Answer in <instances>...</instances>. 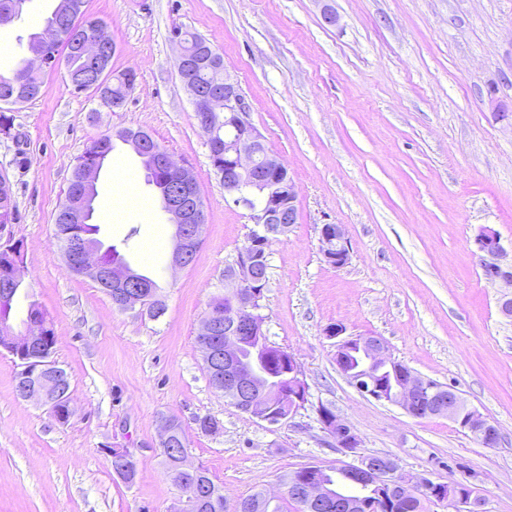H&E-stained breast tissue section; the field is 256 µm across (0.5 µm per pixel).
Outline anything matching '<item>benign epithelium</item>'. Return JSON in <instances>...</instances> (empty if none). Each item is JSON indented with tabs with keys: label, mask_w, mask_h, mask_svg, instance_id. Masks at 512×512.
Here are the masks:
<instances>
[{
	"label": "benign epithelium",
	"mask_w": 512,
	"mask_h": 512,
	"mask_svg": "<svg viewBox=\"0 0 512 512\" xmlns=\"http://www.w3.org/2000/svg\"><path fill=\"white\" fill-rule=\"evenodd\" d=\"M110 40L101 32L79 45L81 59L105 73L104 52ZM32 61L38 68L57 64L54 53L48 50L45 39L38 34L30 43ZM191 62L180 52L179 75L191 94L197 112L224 117V149L211 153L213 167L224 174V192L237 204L254 211L256 229L249 244L235 265L224 272V296L210 305L198 337V348L207 365L224 366V376L214 379V387L232 396L239 410L269 424L289 419L305 403L308 386L298 361L293 355L284 358L286 375L271 381L263 365L270 360L265 355L271 344L263 333L264 316L261 301L268 282L261 265L268 262L273 237L285 234L296 223V192L288 169L265 145V140L248 118L250 107L238 84L224 75V92H205L192 84L185 73ZM126 144L144 163L171 173L173 190L164 198L162 209L174 228V246L169 267L183 268L195 257L202 242L204 205L195 178L190 171L173 160L170 154L145 148L141 134L125 135ZM93 209L88 196L76 193L70 198L65 258L71 272L96 280L113 298V303L125 310L157 311L163 305L157 289L135 277V271L118 259L112 263L102 259L107 250L104 243L83 233L82 227L92 218ZM321 249L325 260L338 268L349 263L350 246L345 230L338 224H324L320 230ZM480 251L497 257L502 253L498 234L487 228L477 238ZM23 257L9 251V258L0 264V301L11 304L17 300L15 284L21 282ZM224 330V347L217 345L215 334ZM346 329L336 323L325 328V335L336 340V365L362 393L377 401L396 404L413 418L443 415L462 430L474 436L486 447L499 442L498 428L476 409L469 407L450 386L418 375L407 364L389 354L378 336H347ZM55 336L48 316L26 315L19 321L0 320V346L20 362L18 394L24 400L47 405L54 417H59L61 404H69L62 393L63 375L52 358ZM318 420L331 438L336 450L352 461L325 466L309 463L293 475L289 488L302 510L307 512L319 500L332 499L338 489L325 482L321 475L336 473L347 477L362 491L374 494V499H358L353 507L367 512V504L380 502L390 506L392 495L412 493L419 477L393 470L376 455H361V440L356 431L332 409L321 405ZM108 455L126 471L135 464L126 448H109ZM179 458L174 475L178 481L196 491L200 467L188 463L187 452L175 451ZM436 502L448 512H481L483 503L462 482L425 483Z\"/></svg>",
	"instance_id": "7a95c632"
}]
</instances>
